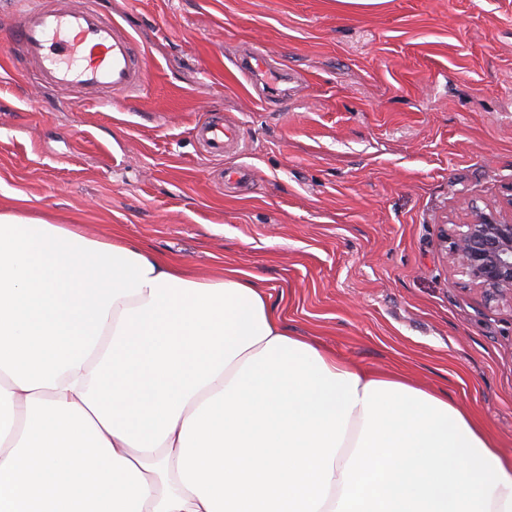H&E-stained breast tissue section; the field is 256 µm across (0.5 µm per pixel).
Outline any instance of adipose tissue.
<instances>
[{"label": "adipose tissue", "mask_w": 512, "mask_h": 512, "mask_svg": "<svg viewBox=\"0 0 512 512\" xmlns=\"http://www.w3.org/2000/svg\"><path fill=\"white\" fill-rule=\"evenodd\" d=\"M0 512H512V456L248 272L3 211Z\"/></svg>", "instance_id": "adipose-tissue-1"}]
</instances>
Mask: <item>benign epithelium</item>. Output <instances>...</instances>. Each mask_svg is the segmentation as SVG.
<instances>
[{
    "mask_svg": "<svg viewBox=\"0 0 512 512\" xmlns=\"http://www.w3.org/2000/svg\"><path fill=\"white\" fill-rule=\"evenodd\" d=\"M448 261L491 301L512 305V215L475 214L443 235Z\"/></svg>",
    "mask_w": 512,
    "mask_h": 512,
    "instance_id": "obj_1",
    "label": "benign epithelium"
}]
</instances>
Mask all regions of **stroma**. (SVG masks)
Masks as SVG:
<instances>
[{
    "instance_id": "stroma-1",
    "label": "stroma",
    "mask_w": 512,
    "mask_h": 512,
    "mask_svg": "<svg viewBox=\"0 0 512 512\" xmlns=\"http://www.w3.org/2000/svg\"><path fill=\"white\" fill-rule=\"evenodd\" d=\"M149 80L106 106L0 44V208L254 275L288 331L475 413L512 455V307L444 226L512 200V0H96ZM292 77L261 100L233 61ZM245 149L213 158L207 114Z\"/></svg>"
}]
</instances>
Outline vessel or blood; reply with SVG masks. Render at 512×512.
Returning a JSON list of instances; mask_svg holds the SVG:
<instances>
[{
	"mask_svg": "<svg viewBox=\"0 0 512 512\" xmlns=\"http://www.w3.org/2000/svg\"><path fill=\"white\" fill-rule=\"evenodd\" d=\"M0 41L20 44L40 81L63 91L107 100L138 92L147 79L131 35L92 6L44 8L39 0H26L24 10L10 13ZM235 67L244 77L277 91L279 79L272 76L264 51L249 52ZM195 135L213 156L241 148L237 131L219 114L196 126Z\"/></svg>",
	"mask_w": 512,
	"mask_h": 512,
	"instance_id": "b4317fda",
	"label": "vessel or blood"
}]
</instances>
